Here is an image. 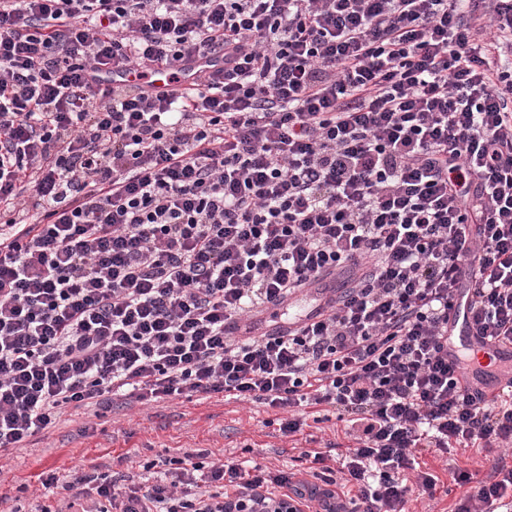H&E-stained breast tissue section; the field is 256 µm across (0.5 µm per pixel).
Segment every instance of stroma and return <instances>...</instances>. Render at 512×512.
<instances>
[{
    "instance_id": "obj_1",
    "label": "stroma",
    "mask_w": 512,
    "mask_h": 512,
    "mask_svg": "<svg viewBox=\"0 0 512 512\" xmlns=\"http://www.w3.org/2000/svg\"><path fill=\"white\" fill-rule=\"evenodd\" d=\"M280 411L260 402H239L216 394L203 399L179 396L141 406L124 399L96 408H64L56 423L20 447L0 451V512H59L65 500L59 489L43 488L48 474L72 470L142 473L144 465L187 453H207L210 461L251 459L276 468L295 464L307 437L347 448L349 439L334 411L312 424L308 435L282 436ZM421 470L438 476L434 496H411L409 512H451L467 489L457 471L489 480L498 464L512 466V449L452 448L419 456Z\"/></svg>"
}]
</instances>
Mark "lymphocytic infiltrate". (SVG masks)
I'll return each mask as SVG.
<instances>
[{
    "label": "lymphocytic infiltrate",
    "mask_w": 512,
    "mask_h": 512,
    "mask_svg": "<svg viewBox=\"0 0 512 512\" xmlns=\"http://www.w3.org/2000/svg\"><path fill=\"white\" fill-rule=\"evenodd\" d=\"M506 52L512 0H0V450L117 396L260 401L286 435L326 405L351 444L302 479L187 454L42 485L79 512H407L438 482L417 450L511 447L512 393L448 357L460 314L512 342ZM219 53L189 99L94 83ZM457 481L453 512H512L511 467ZM319 298L314 290L297 292L287 307H279L271 313L269 310L260 315L262 326L266 330H274L280 326H286L289 322L302 319L306 314L313 310L319 302L315 299Z\"/></svg>",
    "instance_id": "obj_1"
}]
</instances>
